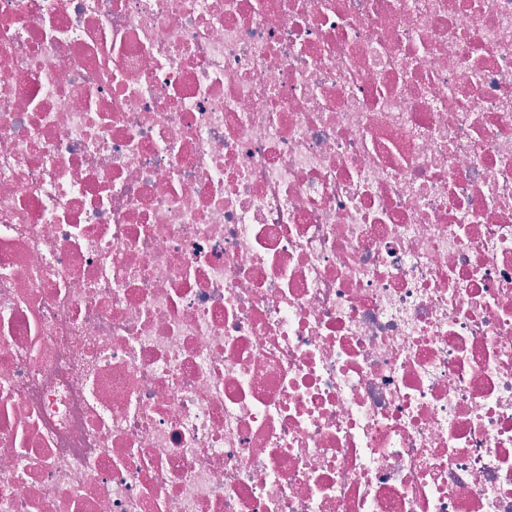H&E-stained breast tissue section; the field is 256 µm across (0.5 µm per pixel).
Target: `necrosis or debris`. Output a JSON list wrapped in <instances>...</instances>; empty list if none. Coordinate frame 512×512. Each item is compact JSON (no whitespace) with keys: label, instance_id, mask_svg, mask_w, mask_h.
Instances as JSON below:
<instances>
[{"label":"necrosis or debris","instance_id":"1","mask_svg":"<svg viewBox=\"0 0 512 512\" xmlns=\"http://www.w3.org/2000/svg\"><path fill=\"white\" fill-rule=\"evenodd\" d=\"M0 512H512V0H0Z\"/></svg>","mask_w":512,"mask_h":512}]
</instances>
